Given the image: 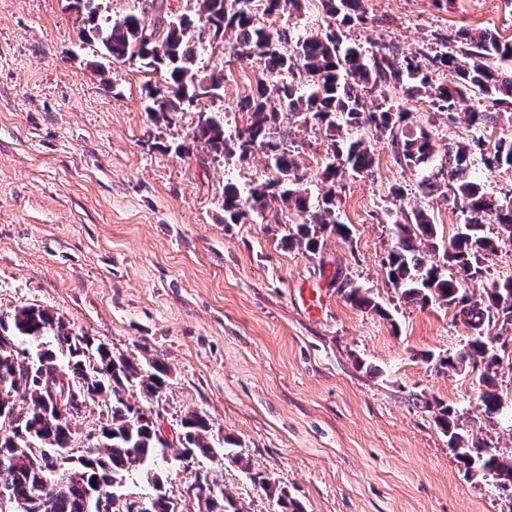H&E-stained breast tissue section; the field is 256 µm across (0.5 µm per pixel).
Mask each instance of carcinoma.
<instances>
[{"label": "carcinoma", "mask_w": 512, "mask_h": 512, "mask_svg": "<svg viewBox=\"0 0 512 512\" xmlns=\"http://www.w3.org/2000/svg\"><path fill=\"white\" fill-rule=\"evenodd\" d=\"M79 9L85 27L81 38L97 43L114 59H138L144 67L165 74L167 90L148 91L147 111L167 119L185 112L201 98H222L224 70L207 74L196 67L200 22L214 36L232 41V50L242 62L262 61L255 87L241 103L248 121L230 136L224 134V113L207 112L196 125L193 141L215 156L236 154L241 158L255 149L265 152L275 177L242 191L224 185V223L237 224L278 200L286 207L309 214L306 221L289 229L281 244L317 254L324 233L349 241L351 228L338 218L336 193L328 189L309 213L302 188L303 176L297 156L284 143L288 140V117L325 130L330 153L322 161V181L332 185L344 170L368 173L374 166L369 146L361 138L338 140L336 133L364 128L387 136L396 162L424 168L435 152L432 134L421 128L405 134L402 126L408 112L390 102L388 90L397 89L408 98L427 99L439 112L454 120L464 115L471 137L448 145V169L422 181L428 196L450 199L466 217V223L441 248L428 213L416 206L395 222L396 243L384 260L387 277L409 303L421 307L446 305L474 330V336L454 357L440 366L455 370L480 367L478 401L488 418L500 415L502 402L495 390V376L503 357L493 346L499 337L484 334L492 319L512 326V278L490 289L466 290L461 282H482V260L497 251V245L512 241V193L494 196L485 190L484 177L512 168V137H484L489 127L512 113L500 112L512 105V41H502L487 30L461 27L432 35L426 48L409 55L393 43H380L365 53L347 44L346 28L366 20L364 0H319L327 19L326 30L295 35L286 27L261 24L253 10L254 0H195V13L149 18L153 4L138 13L114 21H96L93 0ZM304 0H263L264 13L279 15L285 9L299 12ZM487 224L498 225L493 239L484 234ZM441 254L438 260L433 256ZM459 267L455 274L448 269ZM338 288L361 309L380 310L363 289L341 278ZM167 368L156 359L142 364L115 355L88 336L67 331L61 318L38 305L15 309L9 320L0 319V410L25 416L23 428L0 436V488L7 490L25 512H91L92 483L112 497V512H129L130 495L122 488L140 475L152 485L148 512H177L158 473L165 449L173 442L164 436L160 413L142 404L157 398L166 384ZM67 395L62 411L56 402ZM105 394L112 406L101 422V436L78 452L86 465L65 478L53 474L71 458L75 442L72 422L88 408L94 397ZM436 419L448 435V445L475 478L486 472L500 479L504 490L512 486V459L503 460L477 446L459 431L458 415L438 404ZM178 434V459L188 468L197 455L224 458L239 465L243 458L210 441L212 425L196 411L187 413ZM196 497L200 512H240L224 492L214 491L215 482L203 481ZM276 499L278 512H304L288 491L261 482Z\"/></svg>", "instance_id": "1"}]
</instances>
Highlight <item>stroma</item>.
Listing matches in <instances>:
<instances>
[{
    "mask_svg": "<svg viewBox=\"0 0 512 512\" xmlns=\"http://www.w3.org/2000/svg\"><path fill=\"white\" fill-rule=\"evenodd\" d=\"M353 27L363 49L395 43L405 54L439 30L488 29L512 39L503 0H367ZM69 0H0V316L39 305L135 361L161 360L166 384L153 407L170 435L196 411L216 445L231 441L244 465L206 457L179 467L175 449L164 489L181 512L204 474L241 512H276L263 483L288 491L305 512H512L497 477L470 478L448 446L432 402L453 408L461 430L501 459L512 458V342L496 376L506 416L482 415L478 371L444 368L472 331L448 306L402 299L383 260L400 211L428 210L440 241L465 221L444 197H424L423 170L398 164L387 139L371 137V174L344 173L334 190L350 241L325 235L316 255L285 248L303 213L275 223L250 215L224 221V186L271 178L263 150L246 160L212 158L192 143L194 112L172 121L146 112L163 75L103 57L82 41ZM224 72V94L198 109L224 114L233 134L256 64L228 40L206 34L198 59ZM407 131L432 130V169L469 134L464 120L398 97ZM289 148L305 165L309 202L325 191L321 160L330 143L318 127L292 124ZM366 290L380 311L345 300L333 277ZM320 288L311 316L297 288Z\"/></svg>",
    "mask_w": 512,
    "mask_h": 512,
    "instance_id": "stroma-1",
    "label": "stroma"
}]
</instances>
